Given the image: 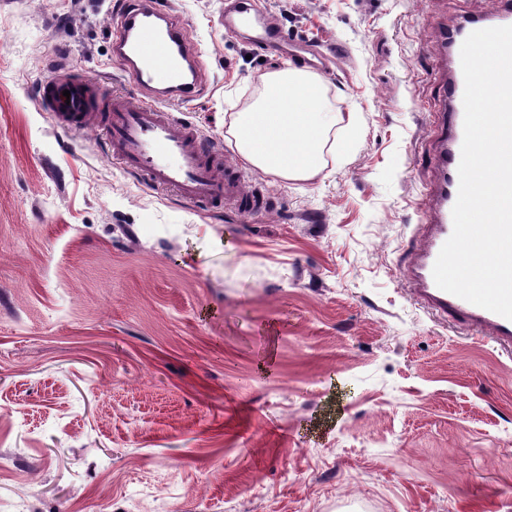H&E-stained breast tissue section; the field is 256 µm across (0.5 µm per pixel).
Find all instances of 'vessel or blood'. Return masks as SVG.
<instances>
[{
  "label": "vessel or blood",
  "mask_w": 512,
  "mask_h": 512,
  "mask_svg": "<svg viewBox=\"0 0 512 512\" xmlns=\"http://www.w3.org/2000/svg\"><path fill=\"white\" fill-rule=\"evenodd\" d=\"M113 56L129 88L101 94L98 81L57 70L40 82L38 97L62 129L101 130L110 156L157 190L210 208L248 213L267 207L259 190H245L244 171L211 148L192 126L178 122L171 107L198 95L205 73L185 20L160 9L157 0H124L116 14ZM512 25V0H492L487 13L461 16L439 31L437 72L445 87L439 116L443 133L433 157L436 181L427 206L428 223L405 269L410 298L427 312L452 316L512 354V321L441 290L432 275L438 254L453 231L452 209L459 187L463 142L464 78L460 48L473 31ZM249 32L260 52L277 51L310 65L306 49L286 48L283 29L260 0H224V32Z\"/></svg>",
  "instance_id": "vessel-or-blood-1"
}]
</instances>
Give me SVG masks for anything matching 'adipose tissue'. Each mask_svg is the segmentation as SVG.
Instances as JSON below:
<instances>
[{
	"instance_id": "ef3b65f1",
	"label": "adipose tissue",
	"mask_w": 512,
	"mask_h": 512,
	"mask_svg": "<svg viewBox=\"0 0 512 512\" xmlns=\"http://www.w3.org/2000/svg\"><path fill=\"white\" fill-rule=\"evenodd\" d=\"M320 81L288 69L263 79L260 102L233 118L228 132L254 168L284 180H308L322 162L328 133L320 113Z\"/></svg>"
}]
</instances>
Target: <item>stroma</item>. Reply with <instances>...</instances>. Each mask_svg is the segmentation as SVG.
Wrapping results in <instances>:
<instances>
[{"label": "stroma", "instance_id": "stroma-1", "mask_svg": "<svg viewBox=\"0 0 512 512\" xmlns=\"http://www.w3.org/2000/svg\"><path fill=\"white\" fill-rule=\"evenodd\" d=\"M206 78L178 121L229 148L290 69L224 33V0H158ZM119 0H0V512H512V356L425 313L442 20L490 0H265L344 61L321 172L247 215L128 175L55 126L51 63L125 89Z\"/></svg>", "mask_w": 512, "mask_h": 512}]
</instances>
